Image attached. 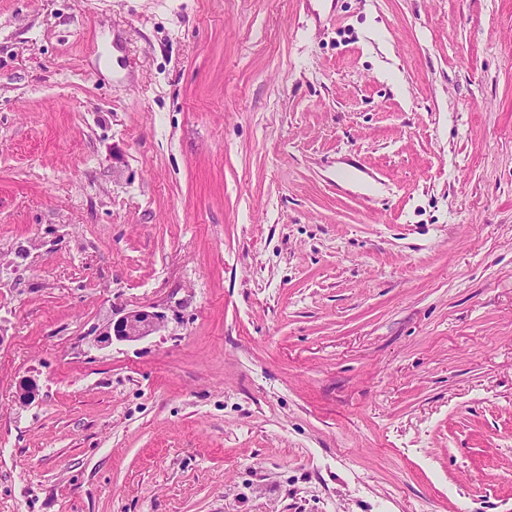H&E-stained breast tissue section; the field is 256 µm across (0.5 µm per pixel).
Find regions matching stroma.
Wrapping results in <instances>:
<instances>
[{
	"label": "stroma",
	"instance_id": "35a3bbf8",
	"mask_svg": "<svg viewBox=\"0 0 512 512\" xmlns=\"http://www.w3.org/2000/svg\"><path fill=\"white\" fill-rule=\"evenodd\" d=\"M0 512H512V0H0ZM166 319L162 312L132 310L112 318L96 336L100 347L112 345L113 340L136 342L161 331Z\"/></svg>",
	"mask_w": 512,
	"mask_h": 512
}]
</instances>
